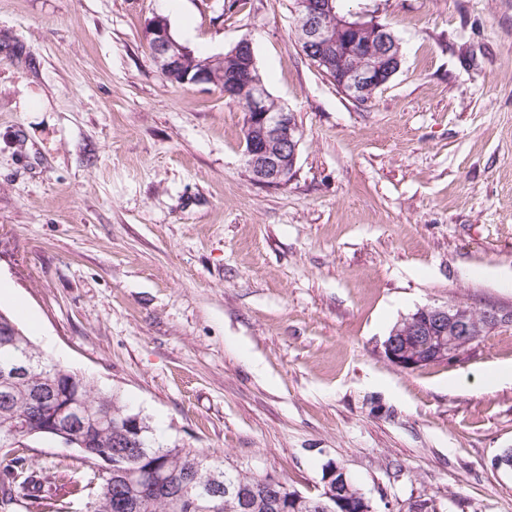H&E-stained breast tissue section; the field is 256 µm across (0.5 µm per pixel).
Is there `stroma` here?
I'll return each instance as SVG.
<instances>
[{
	"instance_id": "stroma-1",
	"label": "stroma",
	"mask_w": 512,
	"mask_h": 512,
	"mask_svg": "<svg viewBox=\"0 0 512 512\" xmlns=\"http://www.w3.org/2000/svg\"><path fill=\"white\" fill-rule=\"evenodd\" d=\"M348 7L401 45L364 106L294 0H0V310L165 444L307 495L339 465L374 512H512V327L452 365L383 349L424 306L512 307V0ZM156 15L205 56L252 40L303 133L287 186L250 181L239 104L163 76Z\"/></svg>"
}]
</instances>
